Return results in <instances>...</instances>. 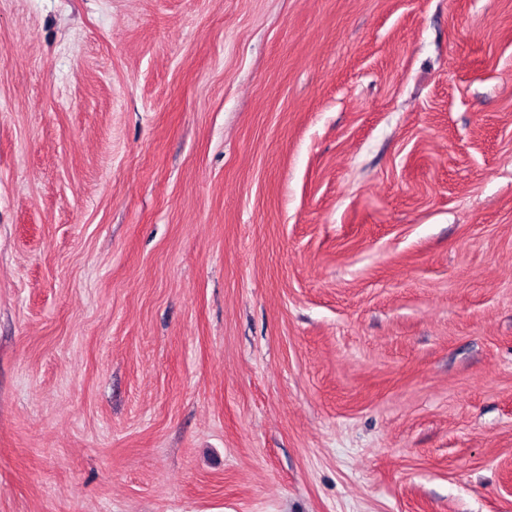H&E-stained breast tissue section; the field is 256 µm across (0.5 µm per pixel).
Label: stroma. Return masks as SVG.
<instances>
[{
  "mask_svg": "<svg viewBox=\"0 0 512 512\" xmlns=\"http://www.w3.org/2000/svg\"><path fill=\"white\" fill-rule=\"evenodd\" d=\"M0 512H512V0H0Z\"/></svg>",
  "mask_w": 512,
  "mask_h": 512,
  "instance_id": "35a3bbf8",
  "label": "stroma"
}]
</instances>
